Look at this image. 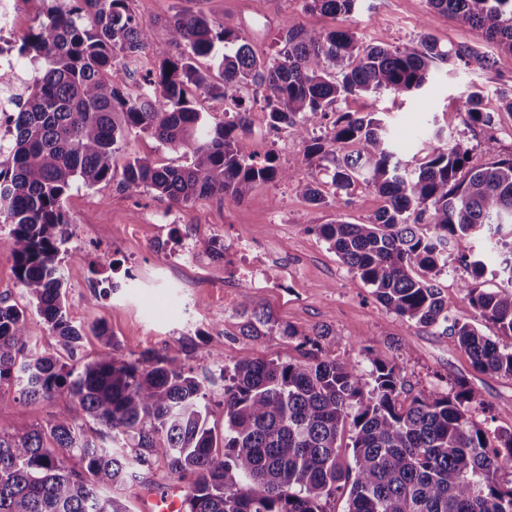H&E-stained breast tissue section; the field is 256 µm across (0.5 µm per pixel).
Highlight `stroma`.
I'll return each instance as SVG.
<instances>
[{
	"label": "stroma",
	"mask_w": 512,
	"mask_h": 512,
	"mask_svg": "<svg viewBox=\"0 0 512 512\" xmlns=\"http://www.w3.org/2000/svg\"><path fill=\"white\" fill-rule=\"evenodd\" d=\"M134 13L153 24L163 38V21L179 10L203 11L215 22L233 16L255 54L268 56L278 49L284 27L300 26L321 32L334 27L331 17L310 11L307 0H133ZM347 25L368 44L406 46L429 36L442 49L467 46L488 54V66L459 61L436 62L420 95L387 93L377 109L387 124L401 157L415 161L432 147L436 129L468 148V167H480L491 157H512V111L501 92L512 89V54L487 44L480 32L452 15L433 10L427 0H360ZM481 90V109L490 124L477 122L466 104L468 94ZM494 138L497 152L487 155L483 142ZM258 156H271L276 166L293 170L297 177L318 183L323 195L333 191L325 160L306 157L296 137L269 133L254 141ZM148 156L160 166L186 164L184 152L159 145L148 134L134 132L112 157L111 181L94 187L74 181L63 211L68 226L60 247V267L67 282L66 308L73 325L84 335L77 361L84 364L110 352L137 356L149 352L182 361L193 375L203 378L214 367L204 354L211 346L224 353L225 364L244 356L265 360L303 361L294 344L277 334L257 339L241 335L242 302L270 311L282 323L308 330L325 326L336 336V357L345 359L367 344L373 356L395 361L406 381L408 396H422L460 380L472 388L483 404L512 407V378L477 371L451 337L424 328L389 312L355 273L329 249L313 228L343 219L368 223L384 200L374 188L358 185L341 206L315 204L297 192L294 183L268 182L256 186L236 203L208 196L177 206L168 199L125 187L123 173L133 158ZM250 235L255 254L265 262L274 282L270 288H234L226 295L224 262L205 252L203 241ZM10 227L0 224V300L27 311L31 346L42 353L60 355L56 339L43 317L29 307L19 285L9 252ZM469 237L454 241L453 257L438 280L452 317L470 323L500 345L512 338L482 319L461 290L464 282L477 289H495L498 262L488 259L485 275L472 279L458 264L459 256L475 252ZM115 263V273L99 264L101 256ZM106 335H95V325ZM67 394L49 400L23 398L0 403V429L14 432L44 425L73 409Z\"/></svg>",
	"instance_id": "35a3bbf8"
}]
</instances>
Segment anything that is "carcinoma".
Here are the masks:
<instances>
[{
	"mask_svg": "<svg viewBox=\"0 0 512 512\" xmlns=\"http://www.w3.org/2000/svg\"><path fill=\"white\" fill-rule=\"evenodd\" d=\"M358 2L308 0V8L344 22ZM428 2L512 53V0ZM35 21L17 49L31 75L0 72V105L13 125L0 142V223L12 226L16 278L62 350L75 354L83 336L67 317L58 261L72 182L110 181L112 157L134 131L188 156L178 167L146 156L125 166L127 187L175 203L217 194L240 201L259 183L294 178L251 151L243 100L216 125L193 105L198 92L225 100L254 86L269 127L305 141L306 156L330 160L336 189L363 182L385 198L367 224L316 226L329 248L394 314L453 337L475 369L512 378V348L450 316L437 285L450 244L478 239L482 249L461 261L478 279L494 254L506 286L462 291L512 337V158L466 172L468 149L450 139L411 168L374 111H337L325 137H309L342 99L414 94L434 63L488 64V56L451 53L427 36L403 48L366 45L340 25L325 33L290 27L281 50L259 57L229 15L216 23L178 11L158 41L132 0H42ZM147 50L156 65L129 96L124 88ZM345 144L355 150L336 157ZM240 316L242 335L296 339L307 361L243 357L226 366L216 347L206 352L224 381L219 454L202 384L176 359L107 352L70 366L30 351L26 309L0 301V402L66 393L77 404L45 427L0 430V512H128L112 490L140 480L159 458L190 481L185 512H326L341 489L348 512H512V479H501L512 469V428L475 423L477 394L464 382L405 405L392 362L372 358L365 374L359 362L332 357L326 327L303 332L247 303Z\"/></svg>",
	"mask_w": 512,
	"mask_h": 512,
	"instance_id": "cac0c4a2",
	"label": "carcinoma"
}]
</instances>
